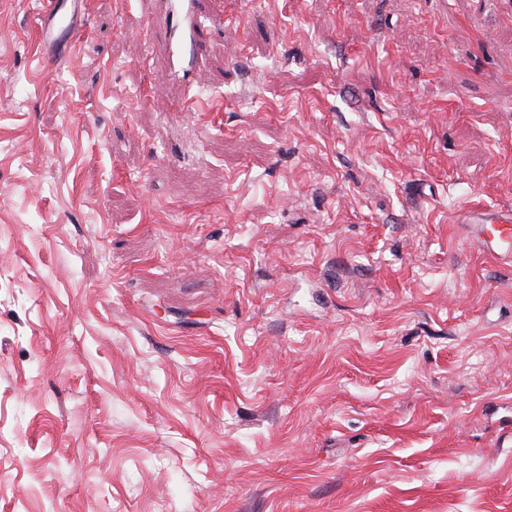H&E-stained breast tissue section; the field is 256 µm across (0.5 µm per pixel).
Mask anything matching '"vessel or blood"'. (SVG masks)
Returning a JSON list of instances; mask_svg holds the SVG:
<instances>
[{"label": "vessel or blood", "mask_w": 512, "mask_h": 512, "mask_svg": "<svg viewBox=\"0 0 512 512\" xmlns=\"http://www.w3.org/2000/svg\"><path fill=\"white\" fill-rule=\"evenodd\" d=\"M200 0H164L151 16L164 37L171 60L190 74L210 32L199 8ZM83 0H49L39 26L44 66L60 65L77 44V20ZM464 234L479 251L492 259L512 262V211L480 209L464 221Z\"/></svg>", "instance_id": "vessel-or-blood-1"}]
</instances>
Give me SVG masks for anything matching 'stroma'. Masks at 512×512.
<instances>
[{"instance_id":"obj_1","label":"stroma","mask_w":512,"mask_h":512,"mask_svg":"<svg viewBox=\"0 0 512 512\" xmlns=\"http://www.w3.org/2000/svg\"><path fill=\"white\" fill-rule=\"evenodd\" d=\"M0 0V512H512V10ZM83 0H51L43 11L39 26L41 63L58 66L77 44L78 15L84 12ZM164 1L158 12L151 13L152 23L164 37L169 58L181 68L182 79L189 89L193 83L189 74L193 62L201 56L203 46L210 32L202 11L200 0H150ZM465 237L492 259L512 262V211L480 209L463 221Z\"/></svg>"}]
</instances>
